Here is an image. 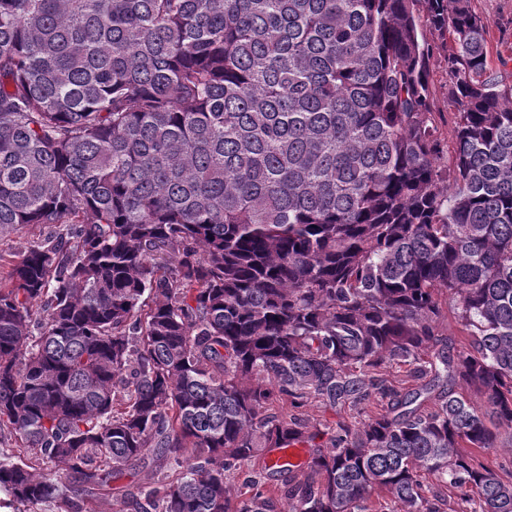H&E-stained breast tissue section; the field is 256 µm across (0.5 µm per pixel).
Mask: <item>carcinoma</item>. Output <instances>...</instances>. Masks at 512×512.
Returning <instances> with one entry per match:
<instances>
[{
	"instance_id": "obj_1",
	"label": "carcinoma",
	"mask_w": 512,
	"mask_h": 512,
	"mask_svg": "<svg viewBox=\"0 0 512 512\" xmlns=\"http://www.w3.org/2000/svg\"><path fill=\"white\" fill-rule=\"evenodd\" d=\"M487 33L471 0H0V237L51 229L0 280V432L43 463L0 453V506L512 512L482 460L512 436V85ZM311 399L360 421L280 491L268 454L317 434L270 407ZM443 58L435 59L432 65L431 83L436 93L437 113L435 115L439 135L442 145L446 151L448 149V165L451 161L454 142L455 115L457 112L453 106L448 105V71H446ZM442 60V61H441ZM440 112V113H438ZM437 331L441 338H449L456 345L464 343L468 338V331L458 320L451 301H442V314L437 323Z\"/></svg>"
}]
</instances>
